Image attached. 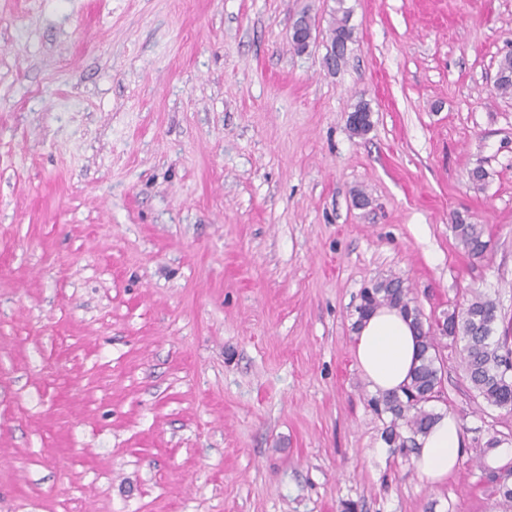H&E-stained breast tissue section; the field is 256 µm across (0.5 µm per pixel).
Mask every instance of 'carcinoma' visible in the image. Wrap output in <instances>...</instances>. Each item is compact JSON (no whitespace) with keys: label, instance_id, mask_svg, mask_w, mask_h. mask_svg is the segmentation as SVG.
Wrapping results in <instances>:
<instances>
[{"label":"carcinoma","instance_id":"cac0c4a2","mask_svg":"<svg viewBox=\"0 0 512 512\" xmlns=\"http://www.w3.org/2000/svg\"><path fill=\"white\" fill-rule=\"evenodd\" d=\"M333 21L328 29V39L347 51L353 40V28L349 25L350 8L345 0H336ZM495 91L499 95L512 93V53L499 61ZM452 229L469 256H483L489 246L485 239L486 227L469 221L459 214L454 217ZM380 307L399 310L410 318L419 343V364L410 375L402 393L387 392L370 399V405L380 414L390 415L389 425L382 437L386 443L399 448L416 446V438L423 435L438 414L425 408L439 392L443 358L440 354L444 341L461 344V359L465 378L476 394L490 406L512 410V371L509 356L512 355L511 337H495V325L499 319L496 303L480 294L473 295L465 304L434 322L425 318L420 307L411 297V289L398 277L383 278L365 288L356 306L357 320ZM499 497L501 512H512V469L491 475Z\"/></svg>","mask_w":512,"mask_h":512}]
</instances>
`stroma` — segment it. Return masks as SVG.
Returning <instances> with one entry per match:
<instances>
[{
  "label": "stroma",
  "mask_w": 512,
  "mask_h": 512,
  "mask_svg": "<svg viewBox=\"0 0 512 512\" xmlns=\"http://www.w3.org/2000/svg\"><path fill=\"white\" fill-rule=\"evenodd\" d=\"M335 5L0 0V512H497L512 410L444 348L428 407L465 448L429 485L353 323L394 276L431 319L488 296L512 337V0H346L331 69ZM345 2V0H336L337 7L334 9L333 21L328 29L329 41L342 46V52L336 58V62L344 57L348 44L353 40V28L349 25L351 10L345 7ZM496 77L493 79V85L496 86L495 91L499 95H510L512 93V53L505 54L499 61ZM452 229L469 256L473 258L484 256L489 246V239H485V225L475 224L469 221L468 216L456 214Z\"/></svg>",
  "instance_id": "stroma-1"
}]
</instances>
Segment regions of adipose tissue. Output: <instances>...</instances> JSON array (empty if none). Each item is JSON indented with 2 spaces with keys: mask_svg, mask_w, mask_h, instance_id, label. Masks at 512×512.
Returning <instances> with one entry per match:
<instances>
[{
  "mask_svg": "<svg viewBox=\"0 0 512 512\" xmlns=\"http://www.w3.org/2000/svg\"><path fill=\"white\" fill-rule=\"evenodd\" d=\"M354 351L363 378L377 393L400 390L418 363V342L408 321L398 310L387 307L362 321L355 332ZM418 446L414 457L418 474L429 484H442L463 455L464 437L458 421L439 413Z\"/></svg>",
  "mask_w": 512,
  "mask_h": 512,
  "instance_id": "1",
  "label": "adipose tissue"
}]
</instances>
